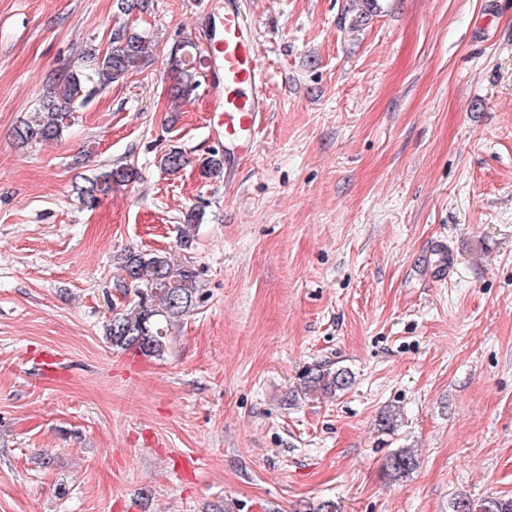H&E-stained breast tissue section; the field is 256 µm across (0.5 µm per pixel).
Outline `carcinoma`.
I'll return each mask as SVG.
<instances>
[{
    "label": "carcinoma",
    "mask_w": 512,
    "mask_h": 512,
    "mask_svg": "<svg viewBox=\"0 0 512 512\" xmlns=\"http://www.w3.org/2000/svg\"><path fill=\"white\" fill-rule=\"evenodd\" d=\"M110 48L103 53L90 52L84 66L54 79L47 95L41 99L35 119L17 128L15 137L22 145L60 139L74 121V115L112 83L124 78L145 62L153 52L151 39L143 32L125 24L111 29ZM197 46L191 41L178 45L169 55L170 96L187 101L198 94L203 75L193 65ZM188 163L183 151L172 147L161 155L160 165L168 173L182 170ZM224 168V151L215 149L202 165L203 174L218 175ZM138 176L130 166H117L84 179L77 187L79 198L87 207H94L112 188L125 185ZM199 212L187 215V224L180 236V247L192 245ZM123 273L116 287L127 303L112 307V317L105 325L106 341L114 348L135 350L143 356L161 357L169 349L171 329L200 304L202 294L194 269L181 264L167 252L143 253L127 250L117 257ZM353 382L350 373L315 364L305 371L296 395L317 392L332 393L348 389ZM417 466V457L409 448L392 453L386 471L402 478ZM454 512H512V497L490 496L478 502L458 500Z\"/></svg>",
    "instance_id": "1"
}]
</instances>
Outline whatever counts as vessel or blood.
Wrapping results in <instances>:
<instances>
[{"mask_svg":"<svg viewBox=\"0 0 512 512\" xmlns=\"http://www.w3.org/2000/svg\"><path fill=\"white\" fill-rule=\"evenodd\" d=\"M216 30L211 50L222 63L220 78L212 86L214 110L224 131V168L252 156L268 110L265 73L259 65L258 43L242 0H216L213 7Z\"/></svg>","mask_w":512,"mask_h":512,"instance_id":"b4317fda","label":"vessel or blood"}]
</instances>
